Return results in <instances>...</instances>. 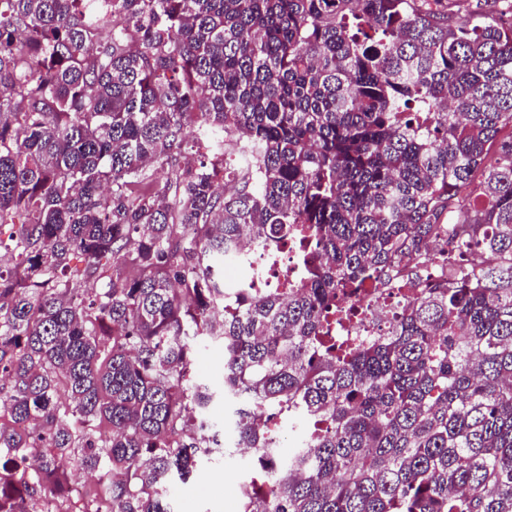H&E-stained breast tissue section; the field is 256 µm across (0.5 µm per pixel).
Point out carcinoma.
I'll use <instances>...</instances> for the list:
<instances>
[{"mask_svg": "<svg viewBox=\"0 0 512 512\" xmlns=\"http://www.w3.org/2000/svg\"><path fill=\"white\" fill-rule=\"evenodd\" d=\"M494 3L468 29L448 0H0V512H174L223 455L220 395L275 461L242 512H512ZM287 244L299 279L224 303L226 254ZM402 273L425 280L384 336H329ZM259 407L309 427L288 459ZM195 374L220 386L224 375V350L215 344H201L195 359Z\"/></svg>", "mask_w": 512, "mask_h": 512, "instance_id": "1", "label": "carcinoma"}]
</instances>
